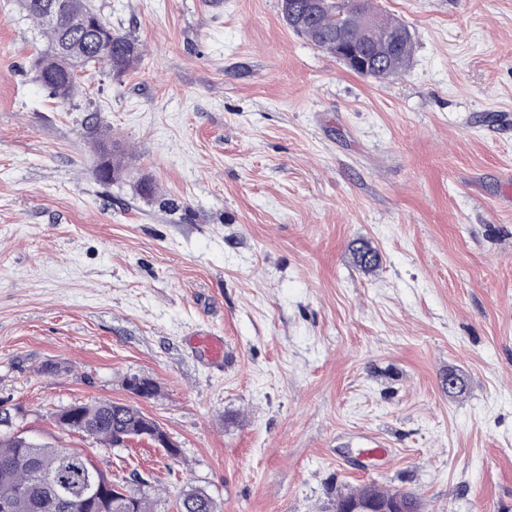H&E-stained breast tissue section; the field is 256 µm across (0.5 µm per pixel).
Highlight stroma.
Here are the masks:
<instances>
[{
    "label": "stroma",
    "instance_id": "stroma-1",
    "mask_svg": "<svg viewBox=\"0 0 512 512\" xmlns=\"http://www.w3.org/2000/svg\"><path fill=\"white\" fill-rule=\"evenodd\" d=\"M91 2L145 54L117 79L79 71L63 108L33 78L44 37L0 0L13 430L224 512H332L369 483L422 512H512V0H377L414 41L386 80L292 32L279 0ZM93 111L127 150L109 185L81 134ZM207 331L223 364L193 342ZM94 400L138 406L179 462L55 425ZM176 512H223L219 503L202 487L186 483L178 492Z\"/></svg>",
    "mask_w": 512,
    "mask_h": 512
}]
</instances>
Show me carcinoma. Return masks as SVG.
<instances>
[{
    "mask_svg": "<svg viewBox=\"0 0 512 512\" xmlns=\"http://www.w3.org/2000/svg\"><path fill=\"white\" fill-rule=\"evenodd\" d=\"M60 2L62 15L53 25L46 19V5ZM24 16L36 23L47 39V49L35 62L37 81L59 104L71 103L78 93V70L102 64L108 74L120 77L138 64L143 48L128 31L115 27L93 7L90 0H18ZM309 0H281L283 20L297 8L303 14L292 31L313 45L336 43L341 15L353 10L355 0H332L316 11H307ZM412 42L402 49L403 62L397 67L383 64L373 55L363 77L386 79L405 71ZM87 140L96 151L97 181L110 185L127 173L125 149L102 129L95 114L85 121ZM356 265L365 271L379 266L378 252L362 243L354 249ZM66 431L89 435L111 448L118 435L143 433L164 435L154 420L137 406L112 401L72 404L55 414ZM9 416H0V512H157V500L144 488L134 486L137 476L113 479L73 448L37 441L24 447L8 429ZM374 495L387 499L395 494L407 497L408 512H421L417 495L400 489L371 485ZM176 512H223L219 503L202 487L190 482L178 492Z\"/></svg>",
    "mask_w": 512,
    "mask_h": 512,
    "instance_id": "1",
    "label": "carcinoma"
}]
</instances>
